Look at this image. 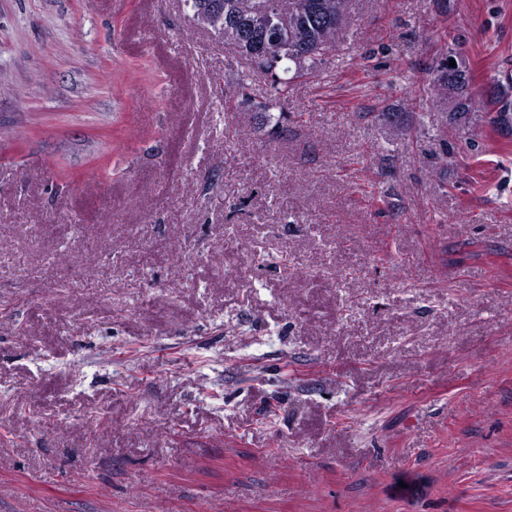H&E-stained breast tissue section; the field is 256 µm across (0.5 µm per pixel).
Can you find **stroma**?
Listing matches in <instances>:
<instances>
[{"label":"stroma","instance_id":"35a3bbf8","mask_svg":"<svg viewBox=\"0 0 512 512\" xmlns=\"http://www.w3.org/2000/svg\"><path fill=\"white\" fill-rule=\"evenodd\" d=\"M191 16L0 0V512H512V134L419 104L512 0H351L280 106Z\"/></svg>","mask_w":512,"mask_h":512}]
</instances>
